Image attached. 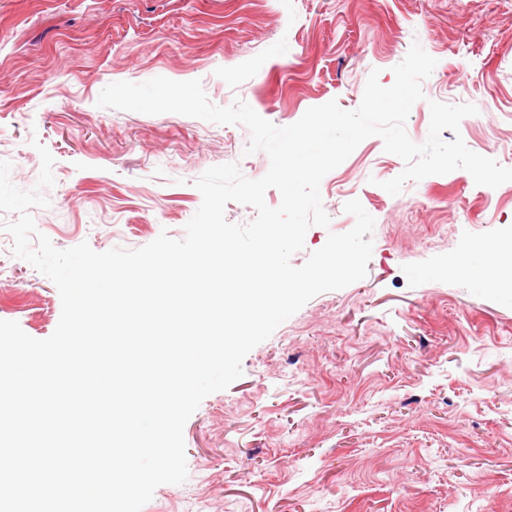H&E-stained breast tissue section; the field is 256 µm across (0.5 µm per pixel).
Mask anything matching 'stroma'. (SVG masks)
<instances>
[{"instance_id": "35a3bbf8", "label": "stroma", "mask_w": 512, "mask_h": 512, "mask_svg": "<svg viewBox=\"0 0 512 512\" xmlns=\"http://www.w3.org/2000/svg\"><path fill=\"white\" fill-rule=\"evenodd\" d=\"M415 43L437 61L427 99L453 103L462 82L491 108L443 139L512 168V0H0V150L17 186L39 176L37 145L53 155L31 214L56 248L180 239L206 169L258 179L270 160L245 154L241 125L98 107L104 87L198 79L214 105L288 126L333 99L356 109ZM403 168L372 136L322 179L331 223L292 263L350 230L356 199L375 220L365 278L311 299L201 402L187 480L142 512H512V304L467 245L512 236V182L459 169L390 195ZM60 314L54 283L0 242V320L45 339Z\"/></svg>"}]
</instances>
